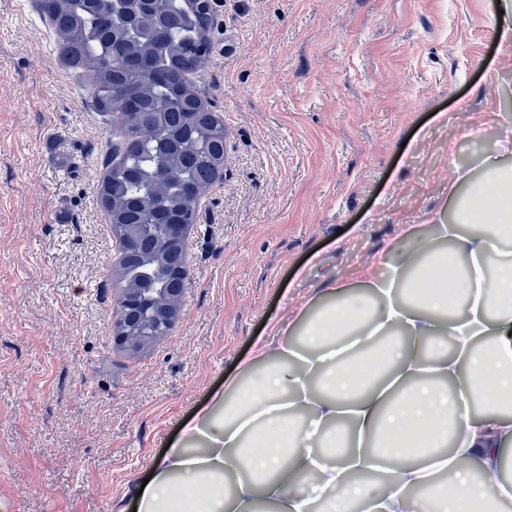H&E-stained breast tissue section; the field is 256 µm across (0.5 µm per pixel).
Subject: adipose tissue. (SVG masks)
Instances as JSON below:
<instances>
[{"label":"adipose tissue","mask_w":512,"mask_h":512,"mask_svg":"<svg viewBox=\"0 0 512 512\" xmlns=\"http://www.w3.org/2000/svg\"><path fill=\"white\" fill-rule=\"evenodd\" d=\"M448 186L447 222L315 291L254 345L136 512H499L512 443V139ZM481 404L473 417L469 408Z\"/></svg>","instance_id":"1"}]
</instances>
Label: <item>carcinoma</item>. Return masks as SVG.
I'll list each match as a JSON object with an SVG mask.
<instances>
[{
	"label": "carcinoma",
	"mask_w": 512,
	"mask_h": 512,
	"mask_svg": "<svg viewBox=\"0 0 512 512\" xmlns=\"http://www.w3.org/2000/svg\"><path fill=\"white\" fill-rule=\"evenodd\" d=\"M42 11L124 148L98 187L112 234L144 237L143 254L118 267L121 288H188V257L152 251L147 225L191 223L185 186L202 195L224 171V123L188 80L211 49V12L198 0L154 11L140 0H44Z\"/></svg>",
	"instance_id": "cac0c4a2"
}]
</instances>
